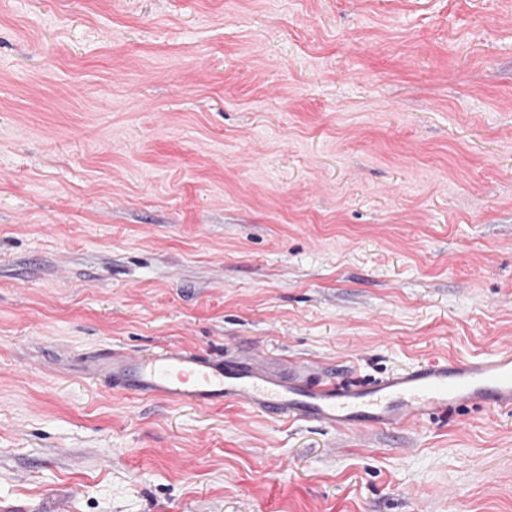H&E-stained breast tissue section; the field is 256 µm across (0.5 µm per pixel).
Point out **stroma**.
<instances>
[{
  "mask_svg": "<svg viewBox=\"0 0 512 512\" xmlns=\"http://www.w3.org/2000/svg\"><path fill=\"white\" fill-rule=\"evenodd\" d=\"M512 347V0H0V512H512V415L341 433L112 389Z\"/></svg>",
  "mask_w": 512,
  "mask_h": 512,
  "instance_id": "1",
  "label": "stroma"
}]
</instances>
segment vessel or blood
<instances>
[{
    "mask_svg": "<svg viewBox=\"0 0 512 512\" xmlns=\"http://www.w3.org/2000/svg\"><path fill=\"white\" fill-rule=\"evenodd\" d=\"M97 371L113 388L180 405L237 402L335 430L392 429L420 423L451 407L481 406L512 413L511 350L490 359L437 361L346 385L321 380L311 364H293L281 371L255 354L224 361L173 348L148 356L111 351L102 355Z\"/></svg>",
    "mask_w": 512,
    "mask_h": 512,
    "instance_id": "1",
    "label": "vessel or blood"
}]
</instances>
